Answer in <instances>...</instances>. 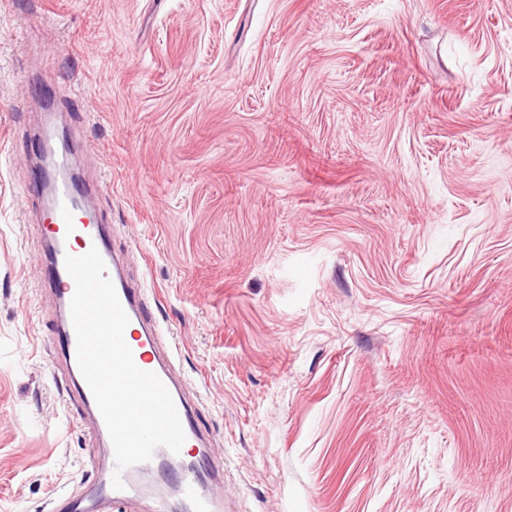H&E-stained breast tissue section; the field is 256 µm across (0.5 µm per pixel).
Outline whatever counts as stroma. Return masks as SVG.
<instances>
[{"mask_svg":"<svg viewBox=\"0 0 512 512\" xmlns=\"http://www.w3.org/2000/svg\"><path fill=\"white\" fill-rule=\"evenodd\" d=\"M30 83L224 512H512V0H0V512L106 462L49 343Z\"/></svg>","mask_w":512,"mask_h":512,"instance_id":"1","label":"stroma"}]
</instances>
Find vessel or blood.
I'll list each match as a JSON object with an SVG mask.
<instances>
[{
  "label": "vessel or blood",
  "mask_w": 512,
  "mask_h": 512,
  "mask_svg": "<svg viewBox=\"0 0 512 512\" xmlns=\"http://www.w3.org/2000/svg\"><path fill=\"white\" fill-rule=\"evenodd\" d=\"M69 164L68 157L60 155L55 158L52 166H43L33 171L34 182L41 186L49 200L42 215L43 231L54 245L52 258L46 260L43 266L44 276L62 308H69L75 283L65 268V257L69 254L79 255L93 247L98 249L106 264V274L113 282L129 317L126 331L134 336L131 350L135 364L140 369L154 372L160 377L175 403L186 435V449L198 447L204 434L194 417L184 386L174 377L168 365L162 364L158 359L160 338L154 327L155 320L148 313L149 304L139 292L130 288L121 266L108 246L105 225L89 222L86 216L79 214L75 201L86 198L89 189L85 184H77L63 177L62 172ZM51 343L61 352L69 371L77 376L75 398L82 406H94L95 399L89 386L78 375L76 336L72 323L67 321L56 327ZM172 461L181 464L174 476L189 512H222L223 500L213 492L212 482L214 471L223 467V460L202 455L190 461L184 453L176 455L161 447L155 450L148 466L160 470ZM121 477L125 484L120 490L113 488L111 478L94 481V492L101 504L130 501L137 497L138 489L130 482L129 472H122Z\"/></svg>",
  "instance_id": "obj_1"
}]
</instances>
